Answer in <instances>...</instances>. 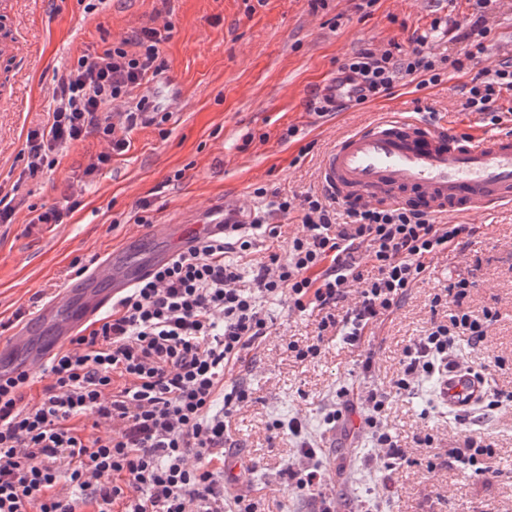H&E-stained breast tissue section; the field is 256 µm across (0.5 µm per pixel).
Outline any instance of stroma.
Masks as SVG:
<instances>
[{"mask_svg": "<svg viewBox=\"0 0 512 512\" xmlns=\"http://www.w3.org/2000/svg\"><path fill=\"white\" fill-rule=\"evenodd\" d=\"M19 0L6 27L29 49L12 88L0 92V187L25 205L7 230H0V338L16 326V312L32 313L59 297L77 265H91L100 253L148 224L181 221L189 212L225 206L251 221L255 212L282 224L289 235L300 225L296 213H269V192L304 195L320 189L319 162L337 136L384 112H416L474 134L486 129L481 116L464 110L472 71L447 73L439 85L417 88L406 82L394 94L341 112L318 115L315 101L335 79L339 66L366 45L385 49L408 45L428 34L438 53L455 43L430 35L434 18L466 23L476 0ZM491 66L512 57V0H496L489 12ZM171 24L161 52L167 75L178 77L184 96L168 121L137 127L130 144L94 175L85 169L107 143L90 137L71 146L58 164L36 177L24 173L21 151L32 129L43 126L52 104L55 76L62 65L100 50L131 30ZM297 128L289 136V128ZM267 196L258 197L254 188ZM79 207L61 224H34L30 207H48L67 195ZM149 202L148 224L132 215ZM472 225L463 248L430 260L424 280L382 322L350 345L335 331L319 332L322 314L289 311L283 301L265 310L271 336L249 350L234 379L249 388L248 406L234 413L227 459L248 464L256 512H369L378 497L393 512H512V407L491 412L477 429L464 414L444 408L431 378L410 394L393 392L402 350L421 336L438 288L457 277L474 279L469 305L496 307L500 320L485 347L461 348L464 361L489 386L512 390V367L498 369L494 356L512 359V207L458 215ZM317 345V357L301 360L290 343ZM387 393L385 420L409 464L389 471L371 441L358 434L344 446L324 420L337 389ZM301 434L286 430L292 420ZM284 428L271 430L273 421ZM432 434L431 447L416 439ZM493 442L492 472L470 475L447 462L450 449L465 447L470 435ZM323 461L322 485L299 497L283 474L306 463L305 444Z\"/></svg>", "mask_w": 512, "mask_h": 512, "instance_id": "1", "label": "stroma"}]
</instances>
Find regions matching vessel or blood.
Segmentation results:
<instances>
[{
	"instance_id": "obj_1",
	"label": "vessel or blood",
	"mask_w": 512,
	"mask_h": 512,
	"mask_svg": "<svg viewBox=\"0 0 512 512\" xmlns=\"http://www.w3.org/2000/svg\"><path fill=\"white\" fill-rule=\"evenodd\" d=\"M319 179L344 203L390 207L412 199L438 216L461 208L488 212L512 206V136L466 135L412 114L387 115L342 135L322 157ZM224 224L221 209L202 224H155L128 238L122 251L103 253L94 267L66 281L60 298L42 304L32 323L13 330L9 347L0 348V376L45 365L140 279L198 239L223 235ZM36 323L48 325V335L35 337ZM463 393L476 402L482 385L470 375L453 377L442 400L454 409Z\"/></svg>"
}]
</instances>
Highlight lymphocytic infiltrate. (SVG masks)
<instances>
[{
	"label": "lymphocytic infiltrate",
	"mask_w": 512,
	"mask_h": 512,
	"mask_svg": "<svg viewBox=\"0 0 512 512\" xmlns=\"http://www.w3.org/2000/svg\"><path fill=\"white\" fill-rule=\"evenodd\" d=\"M455 31L461 51L436 55L425 38L409 50L365 48L343 63L335 94H322L321 109L338 112L392 95L400 80L418 77L438 85L447 70L475 69L464 107L490 123L500 119L502 92L512 89V60L477 70L488 50L486 9ZM160 30L144 27L76 63L64 65L53 90L46 126L26 138V170L52 166L53 153L94 135L109 149L86 168L95 173L124 152L129 134L147 111L138 91L165 70ZM280 213L297 212L300 231L286 254H269L245 280L241 260L258 238H277L281 227L254 217L228 224L223 239H206L175 254L142 279L111 311L61 347L46 370L51 378L39 400H27L28 373L0 377V512H254L248 492L224 488V433L228 418L249 399L224 374L268 336L264 305L287 300L291 310H321L320 330H339L345 343L397 308L427 273V258L462 245L467 224H441L408 207H339L328 195L279 197ZM235 251L239 263L225 259ZM367 253L375 268L364 275L357 262ZM476 283L449 282L432 307L448 308L431 320L403 352L397 391L415 389L427 375L445 379L457 334L484 346L498 319L496 309L471 310ZM357 292L344 316L337 304ZM364 429L394 469L406 454L383 420L385 395L368 393ZM90 421L92 432L78 427Z\"/></svg>",
	"instance_id": "1"
}]
</instances>
